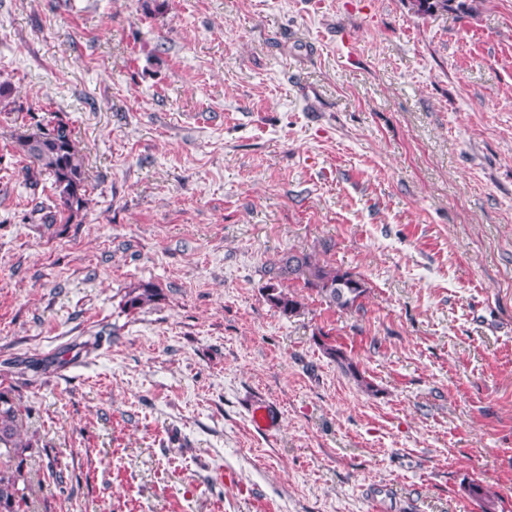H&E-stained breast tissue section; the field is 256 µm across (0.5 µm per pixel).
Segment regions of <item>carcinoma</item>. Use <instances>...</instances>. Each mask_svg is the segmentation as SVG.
I'll use <instances>...</instances> for the list:
<instances>
[{
	"label": "carcinoma",
	"instance_id": "cac0c4a2",
	"mask_svg": "<svg viewBox=\"0 0 512 512\" xmlns=\"http://www.w3.org/2000/svg\"><path fill=\"white\" fill-rule=\"evenodd\" d=\"M414 6L422 14H433L453 8L469 10L460 0H414ZM18 151L29 161L25 177L30 185H38V177L44 173L53 178L55 201L39 202L33 213L39 215L42 224L52 225L62 218L69 223L86 208L88 203L87 177L84 158L80 154L69 125L58 116L32 134L20 133L16 137ZM273 283L267 288L270 303L284 316L297 315L305 307L299 295L281 287L285 279L301 280L304 287L316 292L328 305L341 310L360 308V300L366 295L365 281L340 268L321 265L308 254H289L273 263L268 270ZM158 297V291L145 285L128 295L126 304L140 308ZM324 353L339 366L341 371L354 378L366 389L372 384L360 373L357 366L343 351L331 344H322ZM32 442L24 441L18 429V413L15 403L0 393V512H21L29 489L23 462L12 464L29 449ZM6 460H1V457ZM467 494L482 503L484 512H494L495 500L483 486L472 483L465 488Z\"/></svg>",
	"mask_w": 512,
	"mask_h": 512
}]
</instances>
